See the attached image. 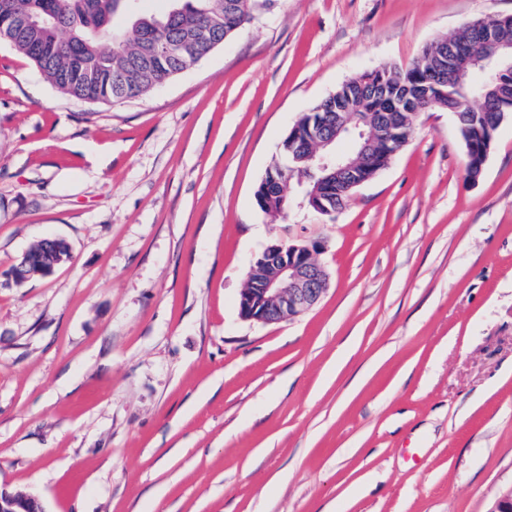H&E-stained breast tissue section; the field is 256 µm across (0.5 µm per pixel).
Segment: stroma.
<instances>
[{
	"label": "stroma",
	"mask_w": 512,
	"mask_h": 512,
	"mask_svg": "<svg viewBox=\"0 0 512 512\" xmlns=\"http://www.w3.org/2000/svg\"><path fill=\"white\" fill-rule=\"evenodd\" d=\"M512 0H270L147 97L58 93L0 42V489L44 512H490L512 489V120L454 116L335 218L254 192L294 121ZM71 258L16 284L42 238ZM315 242L321 300L238 298ZM262 180L255 190L256 194H254L257 206L266 214H282L286 210L289 200L288 193L283 194L286 186L267 192L264 185H261ZM319 251L317 243L267 246L251 266L247 287L239 299L240 315L271 323L312 308L329 282L328 273L317 258ZM268 266L271 271L266 279H258V270Z\"/></svg>",
	"instance_id": "1"
}]
</instances>
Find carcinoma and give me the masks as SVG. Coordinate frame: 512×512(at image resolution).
Listing matches in <instances>:
<instances>
[{"instance_id":"obj_1","label":"carcinoma","mask_w":512,"mask_h":512,"mask_svg":"<svg viewBox=\"0 0 512 512\" xmlns=\"http://www.w3.org/2000/svg\"><path fill=\"white\" fill-rule=\"evenodd\" d=\"M133 0H0V16L22 21L10 32L11 44L52 85L73 98L95 103H117L148 95L156 85L183 72L189 60L200 61L261 14L266 0H170L162 16L133 14L124 27L115 25ZM440 63L436 43L426 46L405 67L392 66L374 77L354 76L299 117L301 133L309 122L324 130L336 116L362 110L374 117L390 109L401 96L421 99V107L405 103L391 122L416 125L419 114L437 107L434 92L419 84L422 73ZM461 91L473 105L454 116L464 146L477 152L487 145L488 128L498 126L500 113L485 106L484 85L466 77ZM266 175L286 181L302 175L309 184L322 172L309 166L304 154L279 150ZM329 198L343 209L354 192L350 182L327 184ZM256 204L266 214H281L289 196L284 188L265 191L258 185Z\"/></svg>"}]
</instances>
